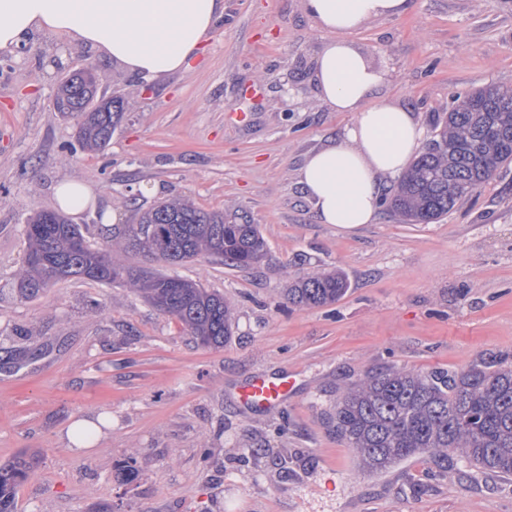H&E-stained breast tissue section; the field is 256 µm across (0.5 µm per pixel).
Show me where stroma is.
<instances>
[{
	"label": "stroma",
	"instance_id": "obj_1",
	"mask_svg": "<svg viewBox=\"0 0 512 512\" xmlns=\"http://www.w3.org/2000/svg\"><path fill=\"white\" fill-rule=\"evenodd\" d=\"M325 39L303 0H224L189 70L163 78L49 32L0 51V464L36 461L15 512H512V475L442 472L425 455L358 473L330 420L370 370L512 368V164L431 224L384 208L352 230L318 223L297 170L352 120L316 96ZM348 39L389 71L379 99L415 112L428 139L457 95L512 86V0H411ZM87 64L100 94L128 104L101 152L78 150L75 122L53 109L59 80ZM65 180L94 191L71 221L97 246L100 224L174 196L247 213L267 243L259 264L173 268L233 305L224 348L126 286L16 296L25 219ZM334 269L349 283L339 301L288 305L289 282ZM282 369L296 381L286 406L239 404L249 376ZM85 418L101 433L78 450L66 430Z\"/></svg>",
	"mask_w": 512,
	"mask_h": 512
}]
</instances>
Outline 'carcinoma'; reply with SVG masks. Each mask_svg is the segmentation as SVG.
<instances>
[{"mask_svg": "<svg viewBox=\"0 0 512 512\" xmlns=\"http://www.w3.org/2000/svg\"><path fill=\"white\" fill-rule=\"evenodd\" d=\"M71 81L66 76L57 87V112L66 118L76 109L85 111L77 125L79 146L102 151L124 119L126 102L114 96L112 103L96 105L98 94L88 95L92 79L62 96ZM511 162L512 87L476 89L456 98L401 176L388 207L414 224L433 223ZM104 230L106 245L95 247L80 225L58 212L29 216L23 228L26 260L16 274L20 298L35 299L68 279L128 285L177 319L201 346L224 347L232 336V307L223 294L177 275L134 270L114 260L112 252L117 247L171 266L208 258L248 268L267 253L257 225L236 211H207L172 198L117 233ZM348 288L341 272L311 273L293 281L285 297L296 307H323L340 300ZM332 420L365 471L425 454L444 469L452 463L512 474V368L487 363L461 371H370L341 391ZM32 468L27 460L0 465V512H14L17 488Z\"/></svg>", "mask_w": 512, "mask_h": 512, "instance_id": "cac0c4a2", "label": "carcinoma"}]
</instances>
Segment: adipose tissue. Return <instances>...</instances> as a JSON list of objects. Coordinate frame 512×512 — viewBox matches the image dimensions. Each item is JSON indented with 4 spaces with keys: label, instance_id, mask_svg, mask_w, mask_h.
Segmentation results:
<instances>
[{
    "label": "adipose tissue",
    "instance_id": "obj_1",
    "mask_svg": "<svg viewBox=\"0 0 512 512\" xmlns=\"http://www.w3.org/2000/svg\"><path fill=\"white\" fill-rule=\"evenodd\" d=\"M304 7L327 35L313 70L318 97L353 119L306 157L298 182L319 223L371 224L387 179L403 173L424 128L409 109L376 100L388 72L346 35L369 20L407 12L410 2L304 0ZM223 11L224 0H0V51L37 31L62 33L127 74L155 79L187 70Z\"/></svg>",
    "mask_w": 512,
    "mask_h": 512
}]
</instances>
